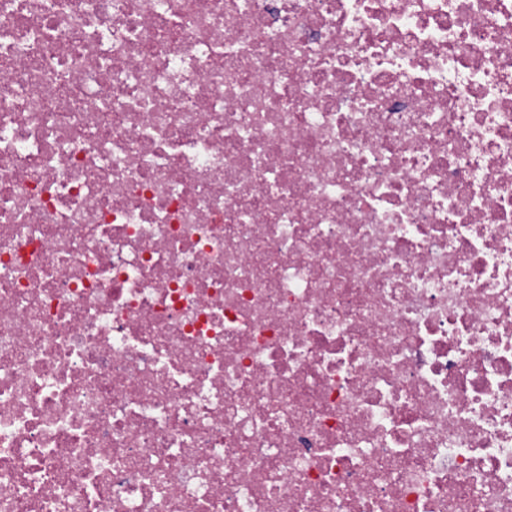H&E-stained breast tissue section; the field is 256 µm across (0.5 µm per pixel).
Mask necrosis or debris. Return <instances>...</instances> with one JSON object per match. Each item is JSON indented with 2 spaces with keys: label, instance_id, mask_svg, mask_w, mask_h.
I'll return each mask as SVG.
<instances>
[{
  "label": "necrosis or debris",
  "instance_id": "obj_1",
  "mask_svg": "<svg viewBox=\"0 0 512 512\" xmlns=\"http://www.w3.org/2000/svg\"><path fill=\"white\" fill-rule=\"evenodd\" d=\"M0 512H512V0H0Z\"/></svg>",
  "mask_w": 512,
  "mask_h": 512
}]
</instances>
